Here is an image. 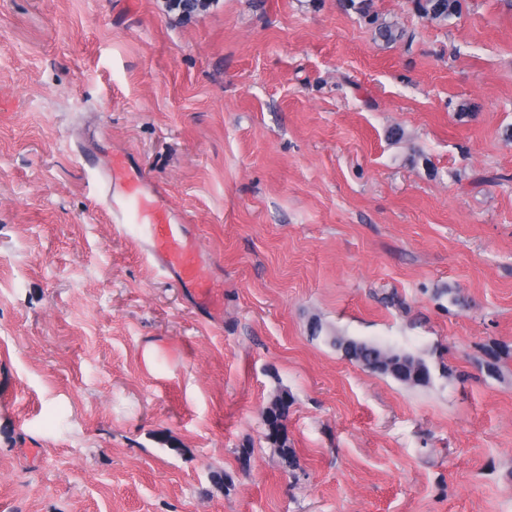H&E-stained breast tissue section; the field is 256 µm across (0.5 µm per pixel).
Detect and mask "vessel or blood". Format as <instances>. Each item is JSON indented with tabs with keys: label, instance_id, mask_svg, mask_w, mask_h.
Masks as SVG:
<instances>
[{
	"label": "vessel or blood",
	"instance_id": "b4317fda",
	"mask_svg": "<svg viewBox=\"0 0 512 512\" xmlns=\"http://www.w3.org/2000/svg\"><path fill=\"white\" fill-rule=\"evenodd\" d=\"M77 150L96 173L97 197L115 228L142 239L157 267L192 284L197 303L210 317H218L219 304L203 276L200 248L191 238L185 215L170 207L165 189L132 169L121 153L101 155L98 141L78 145Z\"/></svg>",
	"mask_w": 512,
	"mask_h": 512
}]
</instances>
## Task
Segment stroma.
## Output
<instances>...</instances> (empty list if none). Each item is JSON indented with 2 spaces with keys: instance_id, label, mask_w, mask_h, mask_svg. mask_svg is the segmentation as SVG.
I'll use <instances>...</instances> for the list:
<instances>
[{
  "instance_id": "35a3bbf8",
  "label": "stroma",
  "mask_w": 512,
  "mask_h": 512,
  "mask_svg": "<svg viewBox=\"0 0 512 512\" xmlns=\"http://www.w3.org/2000/svg\"><path fill=\"white\" fill-rule=\"evenodd\" d=\"M373 8L402 39L338 0H0V512H512V0ZM82 124L189 215L218 321L114 231ZM172 25L187 26L219 11L223 0H158ZM414 8L421 18L431 22L445 23L460 13V0H413ZM341 338H342V342L336 341V342H334V344L339 349L345 348L346 354H348L350 356L349 359L352 361H355L356 363H358L360 360H363L366 364L365 366L373 368L374 370L378 371L382 375L391 376L387 371H381V370H378V369L372 367L371 364L373 363V361H376L381 356L404 357V358L422 366L428 372L429 378H428V380H426L424 382L412 381V380L402 381L400 379H396V378L402 377L401 374H399L396 370H393L391 368L390 369L391 373L394 377H396L395 378L396 380L400 381L401 383H403L405 385L412 386V387L426 386L431 382V379H432L431 369L428 366V364L420 358H416L415 356H413L407 352L401 351L399 349L381 347L378 344L370 342V341L349 338V337H341ZM293 405V398L288 393V390L280 391L270 401L263 411L264 424L267 428L266 442L270 444L279 457L289 466L295 462V449L292 448V443L288 438V433L285 428L281 429V424L278 420L288 415L290 407ZM273 438L271 442L269 439Z\"/></svg>"
}]
</instances>
